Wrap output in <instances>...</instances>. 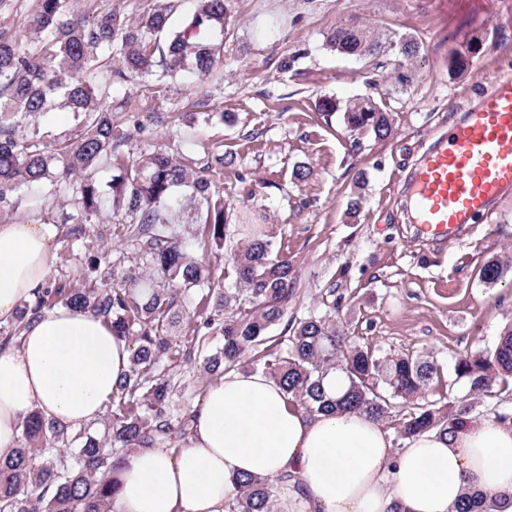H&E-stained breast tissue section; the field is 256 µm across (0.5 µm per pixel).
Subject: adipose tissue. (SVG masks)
<instances>
[{
  "label": "adipose tissue",
  "instance_id": "obj_1",
  "mask_svg": "<svg viewBox=\"0 0 512 512\" xmlns=\"http://www.w3.org/2000/svg\"><path fill=\"white\" fill-rule=\"evenodd\" d=\"M57 228L31 215L0 224V321L47 280ZM131 346L92 312L63 304L35 321L19 345L0 348V457L32 412L74 428L100 421ZM177 448L129 455L115 478L112 512H224L246 474L296 471L302 493L285 512H452L468 490L504 494L512 512V423L485 416L458 435L424 434L394 450L363 414L311 416L289 405L263 372L212 383Z\"/></svg>",
  "mask_w": 512,
  "mask_h": 512
}]
</instances>
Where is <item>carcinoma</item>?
Listing matches in <instances>:
<instances>
[{"label":"carcinoma","instance_id":"cac0c4a2","mask_svg":"<svg viewBox=\"0 0 512 512\" xmlns=\"http://www.w3.org/2000/svg\"><path fill=\"white\" fill-rule=\"evenodd\" d=\"M183 24L171 26L173 0H157L132 19L112 0H0V213L20 210L61 224L71 252L81 260L84 282L49 279L0 324V346L18 343L25 328L58 304L93 312L131 345L130 367L112 392L104 432L70 431L38 413L22 425L18 447L0 458V512H110L116 485L103 480L127 456L144 448H170L191 429V407H173V368L188 362L192 345L215 333L224 344L203 357L204 377L248 366L260 369L309 415L365 413L394 430L398 439L424 433L453 436L479 414L484 397L512 391V325L490 348L456 358L452 378L438 392L442 368L429 355L391 354L355 343L336 323V307L300 319L288 316L297 274L277 247L276 230L256 225L222 268L195 254L184 225H201L205 241L223 248L240 235L224 202V166L234 156L218 145L200 160L177 162L162 148L138 156L130 140L147 128L176 124L170 112L129 107L121 94L141 77L156 92L188 71L208 77L224 62L229 0H195ZM338 54L376 58L395 48L403 58L386 93L414 81L418 43L409 35L377 33L360 24L338 27L327 37ZM64 107L76 129L47 142L36 116ZM193 124L224 123V113L201 101ZM325 116L342 113L352 135L377 140L392 132L390 113L372 96L341 103L323 97ZM124 130L114 131L115 121ZM112 171L108 189L100 170ZM104 224L118 248L102 245L83 255L91 225ZM99 234V237L106 236ZM512 270L487 260L482 283L494 286ZM282 326L275 345L269 330ZM345 378L331 395L327 374ZM465 390L461 398L450 393ZM226 512H277L284 491L299 492L297 475L247 476ZM497 496H466L455 512H496Z\"/></svg>","mask_w":512,"mask_h":512}]
</instances>
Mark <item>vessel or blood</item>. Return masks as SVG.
<instances>
[{
    "label": "vessel or blood",
    "mask_w": 512,
    "mask_h": 512,
    "mask_svg": "<svg viewBox=\"0 0 512 512\" xmlns=\"http://www.w3.org/2000/svg\"><path fill=\"white\" fill-rule=\"evenodd\" d=\"M406 191L421 232L446 240L512 192V74L424 155Z\"/></svg>",
    "instance_id": "vessel-or-blood-1"
}]
</instances>
